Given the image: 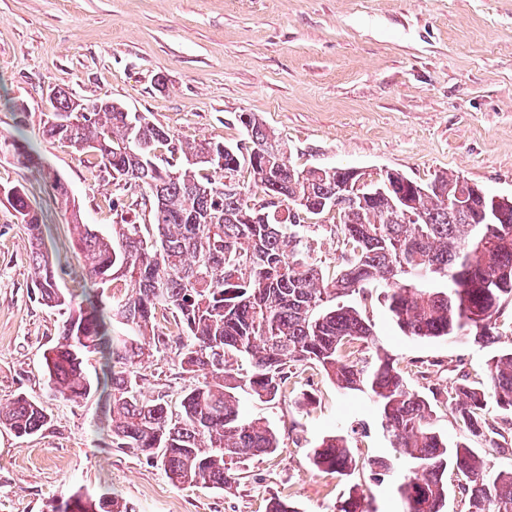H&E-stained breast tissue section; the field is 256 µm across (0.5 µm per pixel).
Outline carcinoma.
Listing matches in <instances>:
<instances>
[{
  "mask_svg": "<svg viewBox=\"0 0 512 512\" xmlns=\"http://www.w3.org/2000/svg\"><path fill=\"white\" fill-rule=\"evenodd\" d=\"M91 112L70 111L63 90L50 96L42 135L89 154L112 180L126 177L149 208L148 223L127 219L125 200L112 210L120 223L99 234L82 223L72 204L70 243L84 258L81 287L59 286L60 268L45 246L42 211L21 185L4 188L28 237L41 300L63 311L57 342L45 354L46 387L78 403L108 392L112 445L153 454L175 486L232 489L245 461L274 453L276 432L264 420L241 414L237 391L272 402L297 384L305 368L322 372L343 394L362 393L376 405L393 447L415 467L401 485L403 512H445L448 473L455 475L461 512H512V468L496 469L481 449L448 444L436 431L444 408L469 439L511 453L505 428L488 423V401L512 416V347L496 350L482 382L460 374L446 388L419 391L406 368L375 343L365 310L349 301L376 285L392 321L407 336L495 344L499 314L512 298V199L494 201L478 189L461 208L452 205L460 176L443 173L413 182L415 223L389 195L339 208L334 233L339 264L323 266L313 247L320 225L348 180L345 168L299 169L288 148L251 112L238 121L248 143L183 141L141 112H123L104 97ZM266 147L257 161L249 146ZM0 157L49 181L38 150L21 136L0 135ZM249 182L240 183L242 170ZM282 207L287 217L276 219ZM127 283L122 297L106 294ZM171 314L178 330L182 371L198 378L174 414L161 399L139 390L137 374L168 345L158 315ZM120 324L125 334H112ZM99 357L101 373L86 364ZM50 423L35 400L19 396L0 404V426L19 437ZM318 470L349 476L358 461L349 440L330 435L313 449ZM53 512H137L107 494L74 493ZM336 512H372L354 489Z\"/></svg>",
  "mask_w": 512,
  "mask_h": 512,
  "instance_id": "obj_1",
  "label": "carcinoma"
}]
</instances>
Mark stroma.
<instances>
[{
    "mask_svg": "<svg viewBox=\"0 0 512 512\" xmlns=\"http://www.w3.org/2000/svg\"><path fill=\"white\" fill-rule=\"evenodd\" d=\"M53 86L109 97L187 140L244 142L238 116L255 113L301 169L354 168L371 179L390 170L423 184L448 171L512 196V0H0V134L13 132L12 105L23 104L27 135L67 180L83 222L107 234L115 185L42 135ZM1 185L24 186L42 207L62 285L73 287L81 260L66 247L69 208L5 160ZM366 306L378 345L400 363L425 362L436 386L459 370L484 380L490 349L403 335L380 289ZM61 323L41 302L14 211L0 203V403L24 394L50 417L33 436L0 427V512H50L73 492L104 490L138 512H265L276 497L298 512H334L354 485L374 512H402L411 462L377 474L371 460L394 450L374 405L312 370L299 384L312 403L242 397L244 415L267 421L279 448L246 461L236 490L174 486L157 459L112 446L102 395L50 396L44 352ZM138 383L176 412L194 380L170 346ZM335 433L356 450L353 477L310 462L311 449Z\"/></svg>",
    "mask_w": 512,
    "mask_h": 512,
    "instance_id": "stroma-1",
    "label": "stroma"
}]
</instances>
